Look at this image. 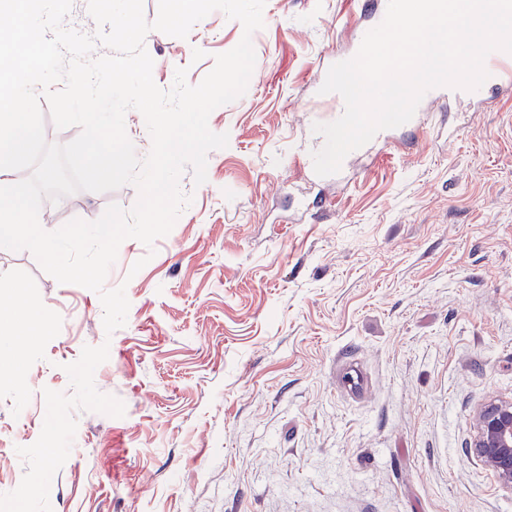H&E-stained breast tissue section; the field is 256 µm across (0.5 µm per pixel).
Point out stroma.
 Masks as SVG:
<instances>
[{
  "label": "stroma",
  "mask_w": 512,
  "mask_h": 512,
  "mask_svg": "<svg viewBox=\"0 0 512 512\" xmlns=\"http://www.w3.org/2000/svg\"><path fill=\"white\" fill-rule=\"evenodd\" d=\"M246 92L209 116L228 145L192 202L145 246L124 240L98 294L59 283L31 252L0 251L52 336L0 347V494L39 438L44 389L71 393L66 364L108 345L94 372L123 417L74 411L51 512H512L470 450L477 410L512 399V100L458 112L455 136L384 147L300 215L303 94L356 22L352 0H266ZM243 37L215 10L186 38L148 32L152 75L199 84ZM125 185L44 200L59 223L130 210ZM140 271H133L137 260Z\"/></svg>",
  "instance_id": "35a3bbf8"
}]
</instances>
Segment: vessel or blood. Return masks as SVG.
Wrapping results in <instances>:
<instances>
[{
    "instance_id": "b4317fda",
    "label": "vessel or blood",
    "mask_w": 512,
    "mask_h": 512,
    "mask_svg": "<svg viewBox=\"0 0 512 512\" xmlns=\"http://www.w3.org/2000/svg\"><path fill=\"white\" fill-rule=\"evenodd\" d=\"M388 0H359L360 10L365 19L357 29L353 42L361 44L365 34L379 25L386 13ZM488 77L483 85L475 91L439 87L429 90L420 101L416 116L405 123L406 131L414 132L421 127L420 115L429 111L430 107L438 102L465 100L474 104L487 102L491 98L512 97V54L496 50L489 53L484 62ZM305 109L309 112L327 111L329 120L339 119L344 110L343 98L336 93L326 95L311 92L305 102Z\"/></svg>"
}]
</instances>
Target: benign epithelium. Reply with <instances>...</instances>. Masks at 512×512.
Listing matches in <instances>:
<instances>
[{
	"label": "benign epithelium",
	"mask_w": 512,
	"mask_h": 512,
	"mask_svg": "<svg viewBox=\"0 0 512 512\" xmlns=\"http://www.w3.org/2000/svg\"><path fill=\"white\" fill-rule=\"evenodd\" d=\"M482 465L512 491V400H491L475 415L471 445Z\"/></svg>",
	"instance_id": "benign-epithelium-1"
}]
</instances>
